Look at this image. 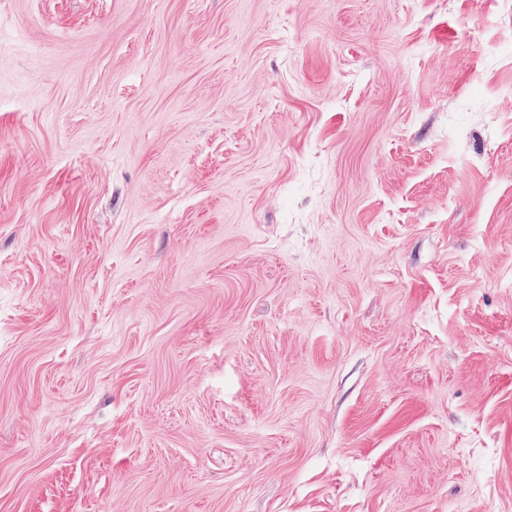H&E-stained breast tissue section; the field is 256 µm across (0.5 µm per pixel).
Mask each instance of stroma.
I'll return each mask as SVG.
<instances>
[{
	"label": "stroma",
	"instance_id": "obj_1",
	"mask_svg": "<svg viewBox=\"0 0 512 512\" xmlns=\"http://www.w3.org/2000/svg\"><path fill=\"white\" fill-rule=\"evenodd\" d=\"M512 0H0V512H512Z\"/></svg>",
	"mask_w": 512,
	"mask_h": 512
}]
</instances>
